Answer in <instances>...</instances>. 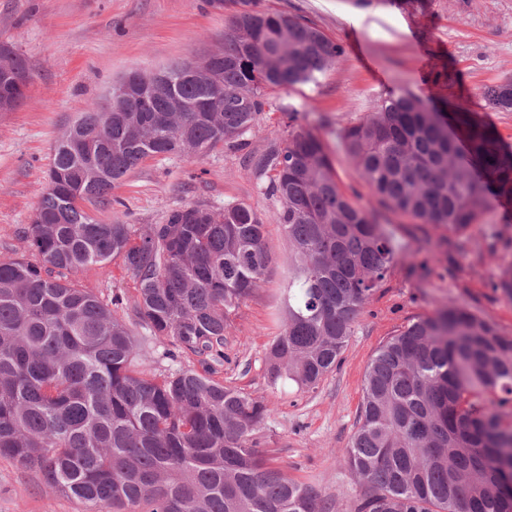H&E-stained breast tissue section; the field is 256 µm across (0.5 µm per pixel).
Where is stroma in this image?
<instances>
[{"label":"stroma","mask_w":512,"mask_h":512,"mask_svg":"<svg viewBox=\"0 0 512 512\" xmlns=\"http://www.w3.org/2000/svg\"><path fill=\"white\" fill-rule=\"evenodd\" d=\"M257 6L302 18L345 46L362 38L370 67L346 54L317 83L272 94L271 108L259 131L248 134L245 149L146 160L113 188V204L87 205L90 215L139 231L198 200L216 208L242 203L269 216L274 203L245 157L282 137V112L291 107L324 141L341 188L369 204L341 135L381 98L403 88L437 104H462L497 134L503 151L512 152V112L497 111L484 97L486 87L512 77V0H0V43L15 45L31 74L23 103L0 115V259L21 251V232L46 190L54 146L81 112L103 102L131 70L150 72L220 50L231 18ZM373 69L383 83L372 80ZM378 221L391 226L402 249L359 316L340 367L318 389L274 387L267 378L265 352L282 325L281 284L288 268V243L273 220L266 234L273 257L267 281L230 324L224 364L215 374L273 407L265 453L289 478L315 487L333 512H349L369 491L344 455L358 426L365 369L380 343L451 300L512 335V303L492 288L495 256L512 257V206L493 207L472 225L467 252L452 260L422 247V233L409 217L383 210ZM413 262L426 267L425 278L410 274ZM81 282L107 304L113 295L135 294L117 260L104 270L88 269ZM80 510L34 472L0 457V512Z\"/></svg>","instance_id":"obj_1"}]
</instances>
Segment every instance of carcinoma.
<instances>
[{
    "label": "carcinoma",
    "instance_id": "cac0c4a2",
    "mask_svg": "<svg viewBox=\"0 0 512 512\" xmlns=\"http://www.w3.org/2000/svg\"><path fill=\"white\" fill-rule=\"evenodd\" d=\"M4 52L1 113L31 81L16 48L0 43ZM344 54L309 22L255 7L224 32L218 82L179 60L148 111L132 91L116 111L95 105L70 126L54 148L52 188L22 232L24 253L0 260V456L83 512H330L260 451L268 402L193 370L138 367L146 338L80 276L120 259L137 323L167 340L166 355L224 363L227 328L272 263L263 215L196 201L138 233L84 203L112 204V187L149 158L242 149L271 93L316 82ZM484 95L511 112L512 78ZM297 120L284 113L283 136L249 164L288 240L268 381L314 390L341 363L397 249ZM342 146L379 206L448 233L437 242L450 259L495 201L512 198V153L460 104L450 113L404 88L346 126ZM496 267L493 287L512 303V259ZM345 460L372 488L353 512H512V336L454 302L397 330L367 365Z\"/></svg>",
    "mask_w": 512,
    "mask_h": 512
}]
</instances>
